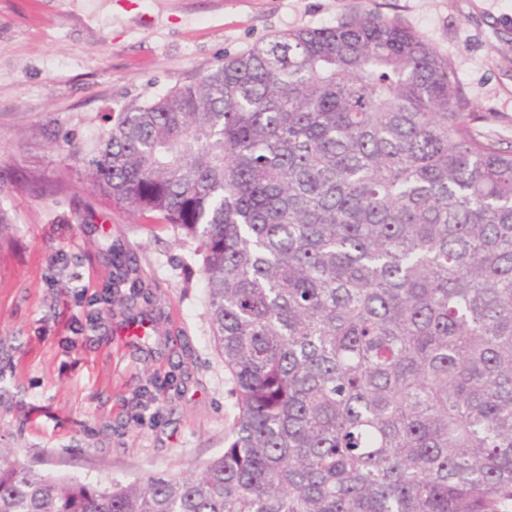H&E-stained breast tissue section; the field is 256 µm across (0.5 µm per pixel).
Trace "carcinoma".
I'll list each match as a JSON object with an SVG mask.
<instances>
[{
    "label": "carcinoma",
    "instance_id": "cac0c4a2",
    "mask_svg": "<svg viewBox=\"0 0 512 512\" xmlns=\"http://www.w3.org/2000/svg\"><path fill=\"white\" fill-rule=\"evenodd\" d=\"M112 204L196 243L237 415L186 476L88 485L0 448V512H501L512 147L378 14L299 29L120 113ZM130 267L116 286L144 283Z\"/></svg>",
    "mask_w": 512,
    "mask_h": 512
}]
</instances>
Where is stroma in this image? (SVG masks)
<instances>
[{
  "instance_id": "stroma-1",
  "label": "stroma",
  "mask_w": 512,
  "mask_h": 512,
  "mask_svg": "<svg viewBox=\"0 0 512 512\" xmlns=\"http://www.w3.org/2000/svg\"><path fill=\"white\" fill-rule=\"evenodd\" d=\"M364 12L418 33L477 129L512 145V0H0V448L91 484L223 452L237 409L195 245L86 167L119 113ZM128 261L147 301L112 286Z\"/></svg>"
}]
</instances>
